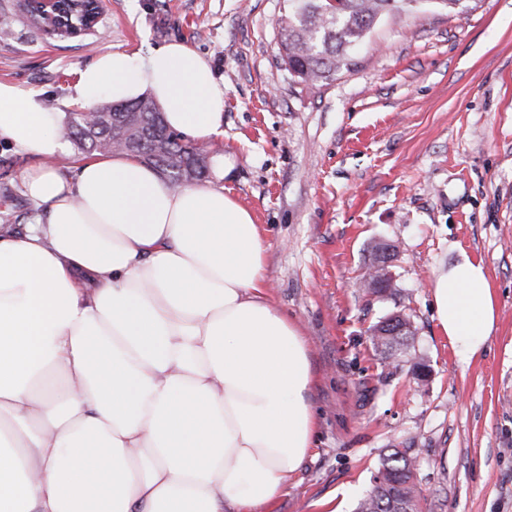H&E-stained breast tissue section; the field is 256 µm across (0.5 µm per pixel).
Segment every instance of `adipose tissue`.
I'll return each instance as SVG.
<instances>
[{
    "label": "adipose tissue",
    "mask_w": 512,
    "mask_h": 512,
    "mask_svg": "<svg viewBox=\"0 0 512 512\" xmlns=\"http://www.w3.org/2000/svg\"><path fill=\"white\" fill-rule=\"evenodd\" d=\"M74 96L150 97L168 127L223 135L224 82L189 44L115 50ZM66 115L0 81V143L41 157L40 213L0 232V512H272L310 448L312 371L298 326L264 292L265 231L222 182L173 189L126 153L64 177ZM439 329L468 362L497 306L482 263L439 268Z\"/></svg>",
    "instance_id": "ef3b65f1"
}]
</instances>
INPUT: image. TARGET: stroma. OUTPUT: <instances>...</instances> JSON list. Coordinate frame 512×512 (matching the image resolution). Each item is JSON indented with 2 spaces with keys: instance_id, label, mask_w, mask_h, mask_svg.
<instances>
[{
  "instance_id": "35a3bbf8",
  "label": "stroma",
  "mask_w": 512,
  "mask_h": 512,
  "mask_svg": "<svg viewBox=\"0 0 512 512\" xmlns=\"http://www.w3.org/2000/svg\"><path fill=\"white\" fill-rule=\"evenodd\" d=\"M287 11L288 0H102L94 30L60 38L21 0H0L14 19L0 80L78 112V69L172 41L223 78L224 133L205 148L234 160L224 188L266 231L267 296L299 327L313 373L314 443L274 512H354L394 448L414 460L424 512H512V0L383 17L350 68L313 89L281 60ZM38 162L0 145V213L20 232L35 214L21 175ZM380 246L393 282L370 295L359 283ZM464 253L497 302L467 364L431 292L435 270ZM393 314L415 328L395 362L368 336Z\"/></svg>"
}]
</instances>
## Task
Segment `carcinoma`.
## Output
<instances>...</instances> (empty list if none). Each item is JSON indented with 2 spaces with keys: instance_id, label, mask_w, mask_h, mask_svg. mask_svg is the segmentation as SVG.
<instances>
[{
  "instance_id": "1",
  "label": "carcinoma",
  "mask_w": 512,
  "mask_h": 512,
  "mask_svg": "<svg viewBox=\"0 0 512 512\" xmlns=\"http://www.w3.org/2000/svg\"><path fill=\"white\" fill-rule=\"evenodd\" d=\"M468 0H288V15L280 21L279 50L289 74L307 87L329 84L350 65V52L384 15L413 13L429 4L450 13L461 12ZM64 134L77 150L93 157L127 153L153 166L168 182L181 188L206 178L207 152L171 130L149 97L131 103H108L96 112H71ZM371 337L375 349L396 360L408 348L411 331ZM356 512H422L414 482V461L396 450L386 456L371 493Z\"/></svg>"
}]
</instances>
